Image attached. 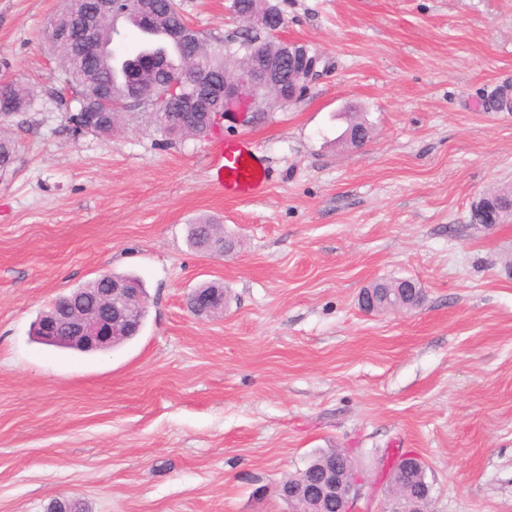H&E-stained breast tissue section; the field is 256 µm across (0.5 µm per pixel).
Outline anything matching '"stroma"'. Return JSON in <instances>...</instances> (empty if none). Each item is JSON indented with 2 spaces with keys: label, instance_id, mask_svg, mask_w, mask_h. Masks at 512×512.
<instances>
[{
  "label": "stroma",
  "instance_id": "1",
  "mask_svg": "<svg viewBox=\"0 0 512 512\" xmlns=\"http://www.w3.org/2000/svg\"><path fill=\"white\" fill-rule=\"evenodd\" d=\"M208 39L244 24L230 0H175ZM319 53L304 96L173 143L139 111L73 133L49 90L60 0H0V82L30 107L0 124V512H290L276 489L327 448L370 482L411 452L430 512H512V214L470 221L512 188V0H270ZM372 133L341 136L354 115ZM251 139L265 193L210 182L215 142ZM241 242L203 254L191 224ZM137 277L140 334L104 352L37 343L32 325L99 274ZM410 278L409 311L362 310L371 282ZM223 285L199 319L187 293Z\"/></svg>",
  "mask_w": 512,
  "mask_h": 512
}]
</instances>
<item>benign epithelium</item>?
Instances as JSON below:
<instances>
[{
    "label": "benign epithelium",
    "instance_id": "obj_1",
    "mask_svg": "<svg viewBox=\"0 0 512 512\" xmlns=\"http://www.w3.org/2000/svg\"><path fill=\"white\" fill-rule=\"evenodd\" d=\"M155 0H120L122 13L135 15L145 24H152V3ZM232 11L249 28L264 34L252 42L242 44L237 52L240 68H224V77L197 74L189 84L170 83L157 95L147 96L132 88L125 103L144 106L152 111L163 108L170 97L181 96L186 107L205 112L215 102L224 103V116L237 111L240 100L248 101L253 115H258L270 102L266 89L277 88L275 99L289 103L298 99L308 84L318 75L322 62L320 54L306 45L288 41L281 37L284 19L274 6L265 13L256 15ZM114 110L103 105L89 110L83 130L91 131L97 126L112 125ZM98 280L101 288H81L69 295L64 305L54 302L50 311L40 317V339L48 344L59 343L80 350H100L124 337L128 331L139 327L136 308L142 301L137 286L128 281L109 280L102 273ZM190 311L198 318H209L223 304L217 288H196L188 294ZM419 459L406 455L390 464L389 493L376 500L377 489L370 486L360 470L350 461L340 466H322L301 470L302 486L308 502L320 504L328 501L336 512H404V503L397 502L395 489L401 486L402 472Z\"/></svg>",
    "mask_w": 512,
    "mask_h": 512
}]
</instances>
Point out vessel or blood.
I'll use <instances>...</instances> for the list:
<instances>
[{"mask_svg":"<svg viewBox=\"0 0 512 512\" xmlns=\"http://www.w3.org/2000/svg\"><path fill=\"white\" fill-rule=\"evenodd\" d=\"M212 178L218 189L230 197L260 196L269 180L262 157L251 141H224L214 154Z\"/></svg>","mask_w":512,"mask_h":512,"instance_id":"b4317fda","label":"vessel or blood"}]
</instances>
